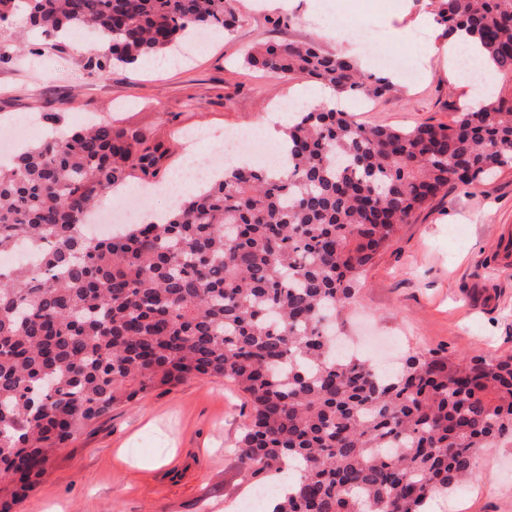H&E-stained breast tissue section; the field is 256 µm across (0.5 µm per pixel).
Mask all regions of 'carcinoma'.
<instances>
[{
    "label": "carcinoma",
    "instance_id": "carcinoma-1",
    "mask_svg": "<svg viewBox=\"0 0 512 512\" xmlns=\"http://www.w3.org/2000/svg\"><path fill=\"white\" fill-rule=\"evenodd\" d=\"M448 37L464 28L497 76L512 75V0H427ZM49 37L107 42L91 71L229 31L227 0H0ZM246 65L336 95L383 97V74L314 43L265 44ZM288 172L237 166L160 222L86 235L112 189L164 183L166 150L96 122L0 166V252L22 239L36 265L0 271V512L34 489L80 427L138 395L222 376L250 403L236 452L253 487L294 467L273 512H422L481 477L479 449L512 438V356L408 355L385 374L337 355L356 284L401 225L449 184L512 169V96L413 128L365 125L315 105L285 129Z\"/></svg>",
    "mask_w": 512,
    "mask_h": 512
}]
</instances>
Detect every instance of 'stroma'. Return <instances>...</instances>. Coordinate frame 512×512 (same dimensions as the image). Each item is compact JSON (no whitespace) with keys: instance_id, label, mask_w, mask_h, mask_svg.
Returning a JSON list of instances; mask_svg holds the SVG:
<instances>
[{"instance_id":"stroma-1","label":"stroma","mask_w":512,"mask_h":512,"mask_svg":"<svg viewBox=\"0 0 512 512\" xmlns=\"http://www.w3.org/2000/svg\"><path fill=\"white\" fill-rule=\"evenodd\" d=\"M230 32L212 35L165 69L141 62L90 73L86 53L61 50L13 20L0 35L23 44L0 62V135L8 117L52 113L76 127L96 116L142 130L171 150L207 157L215 141L185 149L184 130L245 132L274 102L307 81L273 78L245 67L243 52L268 42L319 43L349 53L339 23L358 16L383 56H405L411 83L368 105L341 97L340 108L368 125L412 127L446 122L468 98L467 85L425 43L443 44L436 23L418 27L423 0H229ZM406 29L400 43L392 28ZM512 227V169L477 186H449L402 225L357 285L346 335L378 344L381 359L443 349L453 359L512 354V263L499 261L500 234ZM250 411L247 397L221 377L193 378L115 406L55 452L41 482L14 512H232L252 497L235 452ZM479 481L455 488L434 512H512V441L478 454Z\"/></svg>"}]
</instances>
